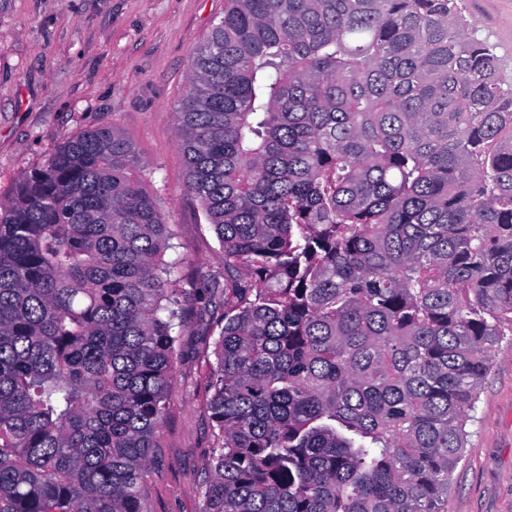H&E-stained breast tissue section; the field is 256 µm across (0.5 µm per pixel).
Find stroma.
I'll return each instance as SVG.
<instances>
[{"mask_svg":"<svg viewBox=\"0 0 512 512\" xmlns=\"http://www.w3.org/2000/svg\"><path fill=\"white\" fill-rule=\"evenodd\" d=\"M512 83V0H457ZM224 0H0V201L72 134L107 127L129 140L161 193L175 236L166 261L195 291L223 279L224 253L185 189L175 112L192 57ZM218 332L196 304L177 342L176 374L153 450L149 512H201L214 446L209 373ZM448 512H512V343L502 342L479 395Z\"/></svg>","mask_w":512,"mask_h":512,"instance_id":"1","label":"stroma"}]
</instances>
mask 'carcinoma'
<instances>
[{
	"instance_id": "obj_1",
	"label": "carcinoma",
	"mask_w": 512,
	"mask_h": 512,
	"mask_svg": "<svg viewBox=\"0 0 512 512\" xmlns=\"http://www.w3.org/2000/svg\"><path fill=\"white\" fill-rule=\"evenodd\" d=\"M224 251L203 512H447L512 336V86L455 0H225L175 113ZM130 142L0 203V512H148L194 294Z\"/></svg>"
}]
</instances>
